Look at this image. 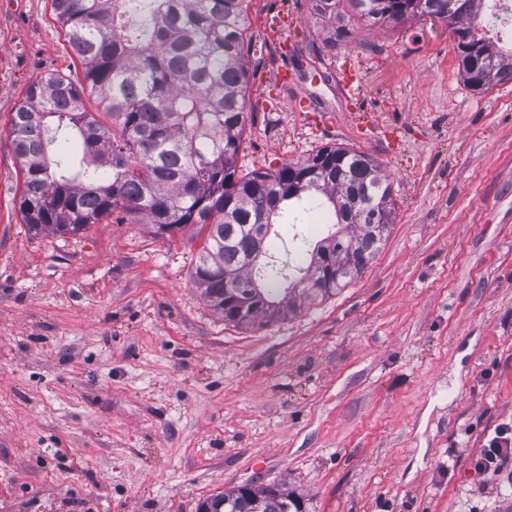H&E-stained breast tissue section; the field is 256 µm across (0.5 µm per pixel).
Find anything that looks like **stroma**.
<instances>
[{"label": "stroma", "mask_w": 512, "mask_h": 512, "mask_svg": "<svg viewBox=\"0 0 512 512\" xmlns=\"http://www.w3.org/2000/svg\"><path fill=\"white\" fill-rule=\"evenodd\" d=\"M346 25L332 45L309 0H252L238 166L371 154L390 232L336 294L246 328L193 285L190 230L29 231L13 114L83 73L51 0H0V512H197L282 480L311 512H512V463L472 467L512 422V82L468 87L441 20ZM273 229L304 264L327 234L312 205Z\"/></svg>", "instance_id": "obj_1"}]
</instances>
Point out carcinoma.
<instances>
[{
  "label": "carcinoma",
  "instance_id": "carcinoma-1",
  "mask_svg": "<svg viewBox=\"0 0 512 512\" xmlns=\"http://www.w3.org/2000/svg\"><path fill=\"white\" fill-rule=\"evenodd\" d=\"M348 2L375 27L433 15L478 37L483 0H312L328 23V42L349 35ZM80 60L84 82L50 72L33 82L14 112L12 130L23 176L20 210L35 233L77 235L121 210L157 232L193 228L204 238L193 283L224 320L248 326L282 318L325 299L367 267L384 237L371 222L392 223L391 184L370 155L323 147L271 170H239L248 125L245 31L251 0H51ZM494 74L474 76L459 54L464 82L487 91L512 81V47L479 37ZM94 99L105 121L87 111ZM111 169L105 178L100 168ZM315 191L333 208L335 228L311 251L308 266L256 249L248 225H272L280 204ZM358 204L356 220L348 203ZM328 254L349 271L327 288H301ZM213 512H306L299 494L279 485L234 488L205 500Z\"/></svg>",
  "mask_w": 512,
  "mask_h": 512
}]
</instances>
